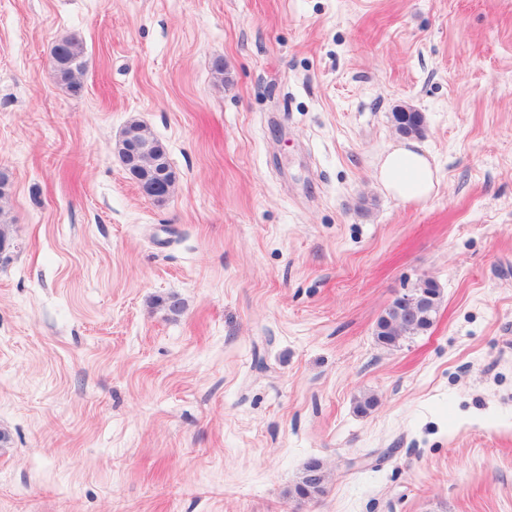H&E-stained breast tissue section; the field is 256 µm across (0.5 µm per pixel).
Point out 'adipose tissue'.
I'll return each mask as SVG.
<instances>
[{
    "label": "adipose tissue",
    "instance_id": "1",
    "mask_svg": "<svg viewBox=\"0 0 512 512\" xmlns=\"http://www.w3.org/2000/svg\"><path fill=\"white\" fill-rule=\"evenodd\" d=\"M379 185L396 200L415 205L431 199L438 187V170L413 142L397 144L377 164Z\"/></svg>",
    "mask_w": 512,
    "mask_h": 512
}]
</instances>
